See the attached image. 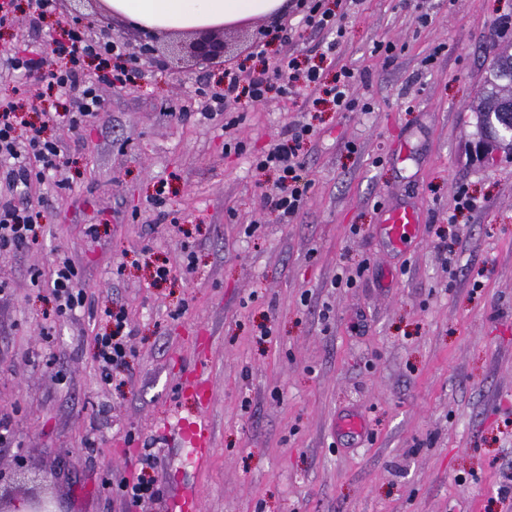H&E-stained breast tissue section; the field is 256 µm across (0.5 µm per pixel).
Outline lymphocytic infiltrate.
<instances>
[{
  "instance_id": "1",
  "label": "lymphocytic infiltrate",
  "mask_w": 512,
  "mask_h": 512,
  "mask_svg": "<svg viewBox=\"0 0 512 512\" xmlns=\"http://www.w3.org/2000/svg\"><path fill=\"white\" fill-rule=\"evenodd\" d=\"M64 56V67L44 70L42 59L24 50L15 51L7 60L8 73L12 76L41 72L43 87L34 94L33 102L42 101L52 95L68 99L70 95L79 98V109L60 114L43 113L39 122L26 118L21 105L9 98H0V251L23 250L37 245L45 232L47 212L43 206L32 204L29 196L32 190L47 189L55 172L63 165L64 155L59 142L46 134L47 129L59 121H67L70 132H79L84 124L98 115L100 98L93 83L85 77L87 61H97L100 69L109 71L113 82L124 83L128 71L121 65L123 48L112 41L97 44L88 41L80 28L73 27L65 40L56 47ZM358 81L356 73L341 68L332 85H325L324 70L321 66H300L296 58H281L274 67L252 73L248 80H241L236 71L224 73V92L213 98L204 118H212L224 109L228 99H245L254 103L267 101L270 92L292 96L298 84L324 88L331 95L339 110L354 112L369 111V103L359 102L353 89ZM314 133L311 125H291L277 136L272 147L254 155L252 163L256 171H275L278 175L275 188L267 199L274 210L285 221H293L303 210L309 187L304 177V164L300 159L304 142ZM32 281H44L46 291L53 303L55 319L61 320L85 307L87 294L80 286L81 271L66 256L58 257L47 278L32 274ZM110 329L95 336L93 358L98 364L100 379L112 384L117 370L127 364L131 355L130 341L133 330L123 306L115 305L106 309ZM156 458L146 454L136 476L121 479L117 485L119 495L128 505L137 506L145 502L159 501L163 495L153 470Z\"/></svg>"
}]
</instances>
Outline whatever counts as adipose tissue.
Segmentation results:
<instances>
[{
  "label": "adipose tissue",
  "mask_w": 512,
  "mask_h": 512,
  "mask_svg": "<svg viewBox=\"0 0 512 512\" xmlns=\"http://www.w3.org/2000/svg\"><path fill=\"white\" fill-rule=\"evenodd\" d=\"M118 16L152 30L231 25L281 13L287 0H106Z\"/></svg>",
  "instance_id": "ef3b65f1"
}]
</instances>
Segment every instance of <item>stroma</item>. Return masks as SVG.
<instances>
[{
    "instance_id": "stroma-1",
    "label": "stroma",
    "mask_w": 512,
    "mask_h": 512,
    "mask_svg": "<svg viewBox=\"0 0 512 512\" xmlns=\"http://www.w3.org/2000/svg\"><path fill=\"white\" fill-rule=\"evenodd\" d=\"M0 28V69L20 47L59 67L68 5L38 18L17 0ZM346 31L320 60L321 32L293 10L240 22L223 67L131 60L132 82L95 78L102 107L82 138L51 129L69 162L49 196L37 245L0 252V417L13 443L0 468L50 487L59 512H128L104 480L157 458L166 512L193 485L201 512H512V150L476 155L472 108L504 43L512 0H329ZM295 25L289 44L254 51ZM393 41V57L374 52ZM360 76L367 112H339L318 91L229 103L199 117L224 69H261L282 51ZM312 124L302 158L311 182L285 222L266 202L273 172L251 152L291 124ZM466 185L473 211L454 213ZM422 217L405 249L376 228L392 202ZM451 226L447 252L434 231ZM172 268L151 286L140 256ZM192 251L194 269L182 265ZM64 251L89 303L48 324L34 272ZM364 266L354 286L340 268ZM123 305L134 330L130 380L102 384L92 339L103 309ZM52 327L51 342L43 330ZM361 414L362 433L339 419ZM206 416L211 454L196 468L182 422Z\"/></svg>"
}]
</instances>
